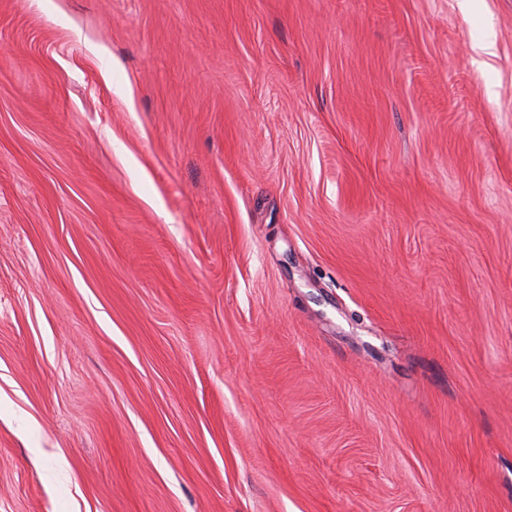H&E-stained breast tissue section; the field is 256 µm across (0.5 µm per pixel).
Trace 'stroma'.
Instances as JSON below:
<instances>
[{"mask_svg": "<svg viewBox=\"0 0 512 512\" xmlns=\"http://www.w3.org/2000/svg\"><path fill=\"white\" fill-rule=\"evenodd\" d=\"M0 512H512V0H0Z\"/></svg>", "mask_w": 512, "mask_h": 512, "instance_id": "1", "label": "stroma"}]
</instances>
